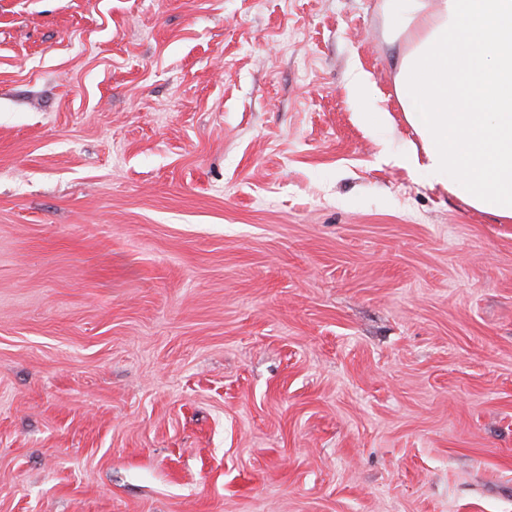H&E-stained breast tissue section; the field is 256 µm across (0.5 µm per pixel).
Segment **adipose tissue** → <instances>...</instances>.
<instances>
[{"mask_svg": "<svg viewBox=\"0 0 512 512\" xmlns=\"http://www.w3.org/2000/svg\"><path fill=\"white\" fill-rule=\"evenodd\" d=\"M394 95L415 138L396 165L512 222V0H398Z\"/></svg>", "mask_w": 512, "mask_h": 512, "instance_id": "adipose-tissue-1", "label": "adipose tissue"}]
</instances>
